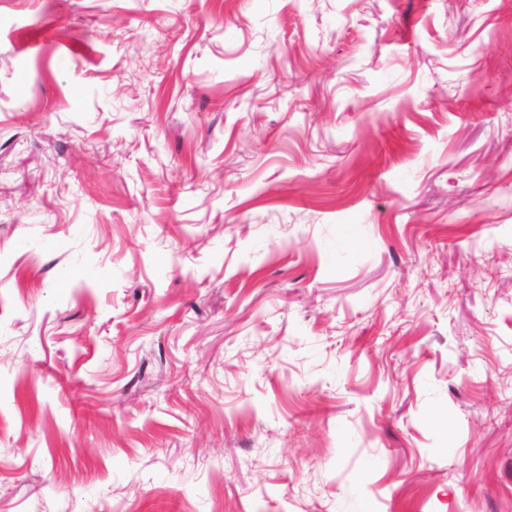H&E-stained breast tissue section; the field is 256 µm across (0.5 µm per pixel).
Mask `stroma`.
<instances>
[{"mask_svg":"<svg viewBox=\"0 0 512 512\" xmlns=\"http://www.w3.org/2000/svg\"><path fill=\"white\" fill-rule=\"evenodd\" d=\"M0 512H512V0H0Z\"/></svg>","mask_w":512,"mask_h":512,"instance_id":"35a3bbf8","label":"stroma"}]
</instances>
